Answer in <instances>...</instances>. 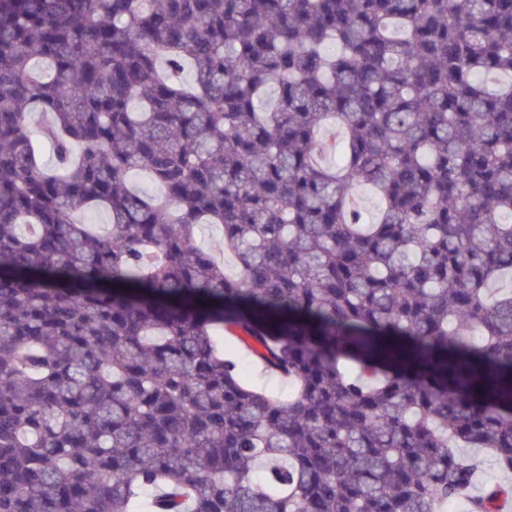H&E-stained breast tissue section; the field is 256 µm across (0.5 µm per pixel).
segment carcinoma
<instances>
[{
  "label": "carcinoma",
  "instance_id": "carcinoma-1",
  "mask_svg": "<svg viewBox=\"0 0 512 512\" xmlns=\"http://www.w3.org/2000/svg\"><path fill=\"white\" fill-rule=\"evenodd\" d=\"M462 448L512 471V0H0V512H437ZM195 237L199 245L222 255L227 272L235 271L233 258L228 254H224V236L219 226L215 224H201L196 230ZM236 357L251 383L278 394L286 395L291 391V384L288 380L265 372L262 364L244 349L237 351Z\"/></svg>",
  "mask_w": 512,
  "mask_h": 512
}]
</instances>
